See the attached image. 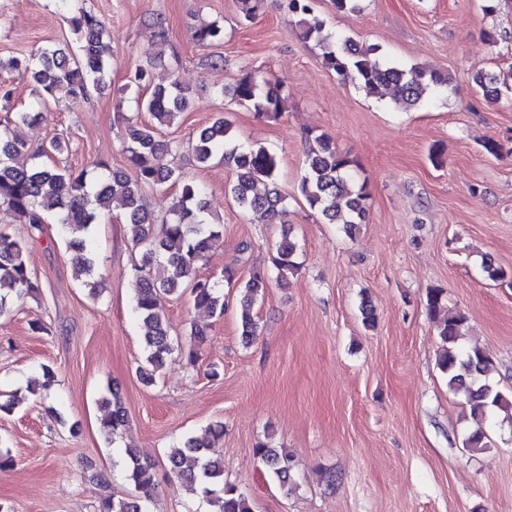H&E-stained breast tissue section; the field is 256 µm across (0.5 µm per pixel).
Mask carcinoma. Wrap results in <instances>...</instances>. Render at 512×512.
Here are the masks:
<instances>
[{
    "instance_id": "1",
    "label": "carcinoma",
    "mask_w": 512,
    "mask_h": 512,
    "mask_svg": "<svg viewBox=\"0 0 512 512\" xmlns=\"http://www.w3.org/2000/svg\"><path fill=\"white\" fill-rule=\"evenodd\" d=\"M288 12L297 18L302 39L315 41L324 68L334 72L343 84L352 83L368 97L383 99L393 89L403 103L412 107L421 101L452 89V78L421 66H405L377 57L378 48L360 46L346 37L331 40L322 35V24L313 16L314 0H283ZM78 36V53L65 48H45L36 63L21 65L17 59L0 61V69L20 67L34 85L33 101L13 113L7 125L0 127V206L19 224L37 230L53 217L62 242L81 261L89 277L98 272L94 231L104 212L113 204L124 210V221L139 258L132 267L137 288L134 312L139 322L145 350L139 378L146 384L155 381L167 358L182 355L187 364L196 366L207 341V331L191 325L189 340L181 343L170 334L168 323L159 309V296L189 294L193 307L222 318L226 305L221 284L199 277L197 266L223 241V227L205 215V190L191 180L183 181L177 200L169 209L170 217L156 224L154 215L141 203L146 188H158L176 175L175 159L182 144L164 139L154 127L127 119L124 152L136 171L130 179L118 169H106L93 184L86 171L59 167L41 161L43 150L31 151L25 130L39 123L43 108L64 88L83 99L106 86L112 74V54L104 44L105 27L94 14L83 11L71 18ZM193 38L202 44L219 43L224 28L210 23L196 29ZM476 90L490 104L512 93V66L498 72L479 71L473 75ZM151 75L145 66L135 69L123 88L136 112H147L160 125H171L188 111L193 92L173 80L166 86L150 87ZM283 84L248 73L227 92L232 104L254 111L258 118H276L283 110ZM230 124L222 118L201 129L189 143L195 160L201 165L221 154L224 164L232 167L235 181L230 187L232 201L244 211H260L274 224L284 211L286 198L276 188L279 164L277 155L265 147H250L235 142ZM351 160L340 154L330 139L321 134L312 139L306 152V169L299 190L308 206L322 215L327 224H343L349 230L365 222L369 193L366 184L357 183L351 173ZM265 184L264 192L257 185ZM28 241L15 238L0 229V315L16 301L38 292L39 282L27 264ZM297 244L284 238L271 256V265L279 275L297 269ZM267 272L256 267L242 286L239 310V336L250 345L258 336L259 322L252 314L254 302L267 287ZM466 317L450 314L437 326L440 339L438 368L447 376L448 390L465 398L469 416L494 428L498 411L512 410V395L486 381L493 360L489 352L473 346L463 348ZM107 413L100 419V431L113 441L128 424V417L118 389H108ZM224 436V425L208 426L205 437L188 436L169 455L172 479L193 495L202 496L211 512H252L251 502L238 488L224 480V461L215 442ZM489 432L478 428L470 432L463 445L472 452L489 447ZM254 454L284 491L296 488L291 456L282 448L260 443ZM122 462L136 494L128 498L106 496L99 512H148L156 483L152 466L141 461L134 448H126Z\"/></svg>"
}]
</instances>
